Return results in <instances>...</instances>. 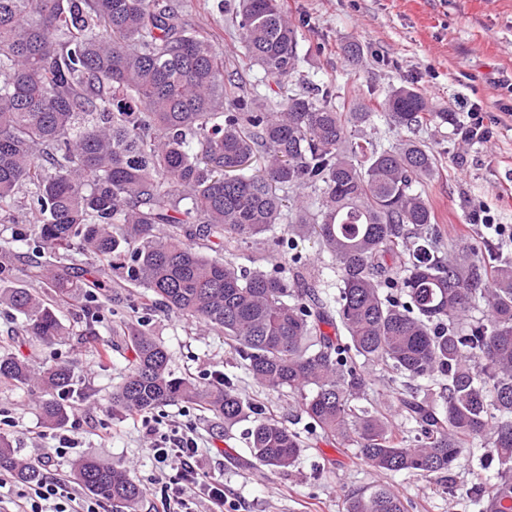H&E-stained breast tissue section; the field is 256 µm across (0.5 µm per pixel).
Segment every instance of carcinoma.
Here are the masks:
<instances>
[{"instance_id": "carcinoma-1", "label": "carcinoma", "mask_w": 512, "mask_h": 512, "mask_svg": "<svg viewBox=\"0 0 512 512\" xmlns=\"http://www.w3.org/2000/svg\"><path fill=\"white\" fill-rule=\"evenodd\" d=\"M238 16L249 61L278 80L299 74L297 29L280 0H241ZM226 71L174 0H0V224L24 206L40 239L23 270L14 261L23 238L0 239V286L26 335H65L59 305L102 296L98 268L76 266L90 252L124 270L113 296L224 334L256 382L293 397L309 428L368 466L438 475L484 451L496 481L475 483L473 502L512 512V263L489 266L465 242L453 257L440 253L421 184L435 158L410 139L370 138L373 109H345L305 80L272 105ZM381 109L408 131L455 121L407 87ZM308 189L316 198L291 223L321 240V270L290 284L281 270L225 256L282 244L283 193ZM393 256L403 258L396 268ZM323 286L336 292L324 298ZM101 313L85 306L78 335H95ZM112 334L131 353L112 409L198 402L226 432L252 419L257 464L295 465L301 433L241 400L232 377L175 376L139 321ZM368 365L392 374L414 436L357 405ZM0 384L38 389L45 422L67 421V364L35 373L23 353L0 354ZM0 469L39 478L2 434ZM74 478L115 512H138L143 488L126 469L86 458ZM346 512L407 508L380 487L350 498Z\"/></svg>"}]
</instances>
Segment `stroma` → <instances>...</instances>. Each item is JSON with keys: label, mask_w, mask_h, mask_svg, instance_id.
<instances>
[{"label": "stroma", "mask_w": 512, "mask_h": 512, "mask_svg": "<svg viewBox=\"0 0 512 512\" xmlns=\"http://www.w3.org/2000/svg\"><path fill=\"white\" fill-rule=\"evenodd\" d=\"M188 24L209 36L226 59L235 62L234 78L249 89L268 93L269 77L243 61L235 7L238 0H180ZM298 28L300 75L317 84L345 88L349 98L371 105L389 91L408 86L420 92L433 111L465 115L480 104L499 119L493 136L465 142L452 126L427 124L415 134L375 117L370 137L384 144L415 137L433 150L439 169L425 183V197L437 222L432 230L441 251L467 240L478 256L511 258L512 248L492 246L470 221L477 208L490 211L497 223L512 225V0H281ZM265 271L289 266L291 255L316 266L322 255L315 237H294L292 247H251ZM145 319L147 329L168 348L176 375L200 382L214 372L233 375L238 396L260 404L289 428L303 432L305 447L295 466L273 472L254 464L247 440L248 423L232 431L217 426L198 406L177 404L156 410L163 421L192 424L200 438L205 481L223 485L224 496L238 512H345L349 495L386 485L409 505L408 512H476L466 494L477 477L493 478L494 469L469 461L452 471L428 477L380 474L357 459L354 448L325 442L305 431L296 403L288 395L258 385L225 344L223 334L188 324L172 313L142 315L125 301L106 302L94 336L47 343L23 338L22 320L0 305V353L22 349L34 369L64 362L74 371L78 398L69 402V423L75 424V448L64 457L55 450L63 429L47 425L37 397L26 389L0 385V418L19 458L33 466L52 460L71 476L74 463L90 455L120 465L141 484L154 472L150 442L140 425L113 411L112 390L123 379L124 349L115 345L113 325ZM110 350L100 361L96 351Z\"/></svg>", "instance_id": "35a3bbf8"}]
</instances>
